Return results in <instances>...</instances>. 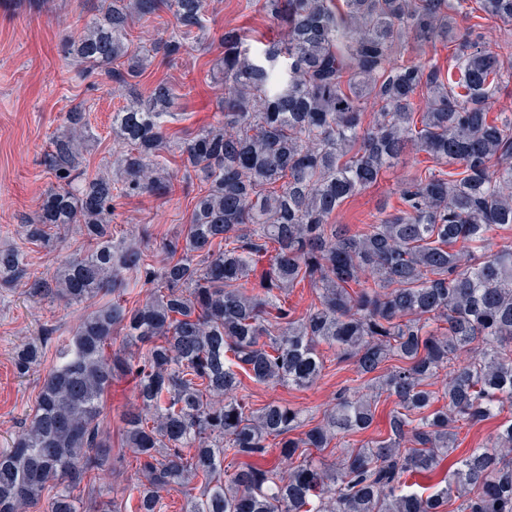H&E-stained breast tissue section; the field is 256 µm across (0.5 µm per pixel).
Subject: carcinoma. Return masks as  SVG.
Returning a JSON list of instances; mask_svg holds the SVG:
<instances>
[{
	"instance_id": "carcinoma-1",
	"label": "carcinoma",
	"mask_w": 512,
	"mask_h": 512,
	"mask_svg": "<svg viewBox=\"0 0 512 512\" xmlns=\"http://www.w3.org/2000/svg\"><path fill=\"white\" fill-rule=\"evenodd\" d=\"M472 1L512 21V0H263L279 36L253 53L240 31L221 38L224 119L169 134L174 93L161 80L112 118L110 175L83 177L94 136L82 105L66 113L45 154L54 182L21 232L51 254L77 229L89 248L34 280L23 252L0 248V301L21 287L69 306L112 299L83 316L23 434L0 450V512H78L75 491L112 463L101 420L119 379L138 401L122 414L141 475L130 512H161L164 492L183 495L184 512H446L456 500V512H512V419L455 455L459 425L512 405V243L495 250L489 237L512 230V115L490 116L512 83L500 63L512 43L491 50L480 24L459 30ZM163 13L175 20L167 38L136 46L134 21ZM207 32L206 0H100L63 60L131 87L157 51L172 61ZM445 41L459 48L446 71L406 56ZM409 147L435 167L403 185L400 209L357 232L330 223ZM174 156L199 192L155 266L112 215L118 198L167 191ZM305 281L318 304L298 316L286 297ZM139 285L150 291L132 302ZM116 332L126 345L115 349ZM48 336L17 352L19 374ZM322 345L372 375V393L342 387L319 422L236 395L244 376L316 382ZM442 371L444 405L432 390ZM383 394L396 400L386 437L337 462L312 456L367 432ZM270 439L293 462L286 476L240 461L265 456Z\"/></svg>"
}]
</instances>
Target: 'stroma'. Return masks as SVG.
I'll return each mask as SVG.
<instances>
[{"label": "stroma", "instance_id": "obj_1", "mask_svg": "<svg viewBox=\"0 0 512 512\" xmlns=\"http://www.w3.org/2000/svg\"><path fill=\"white\" fill-rule=\"evenodd\" d=\"M94 14L92 0H0V247H16L28 256L32 276L52 271L55 257L29 243L19 232L24 218L38 211L52 177L44 165V152L53 135L63 130L66 112L83 103L94 142L87 151L83 172L87 177L105 171L112 161V116L130 102L126 90L106 74L88 77L79 66H65L62 45L77 38ZM209 38L206 45L187 43L172 61L154 60L139 78L137 90L148 93L153 84L167 80L175 95L174 119L169 134L185 136L220 117L217 108L224 82L216 62L221 55V35L235 28L245 31L251 49L277 34L262 9L261 0H208ZM428 161L425 154L408 151L403 161L385 170L377 184L361 191L333 215L336 224L351 230L372 223L379 213L400 206L399 190ZM198 184L174 181L169 193H145L116 201L113 226L139 240L152 261H160V245L182 233L190 220L191 203ZM98 305L90 300L67 306L34 297L17 289L7 305H0V448L9 447L22 431L35 406L41 379L58 363V349L68 342L81 319ZM52 328L53 338L35 372L21 375L14 357L26 344ZM325 375L307 388L267 386L245 382L241 391L253 406L271 401L303 409L322 419L336 403L338 390L358 377L353 361L337 359L324 349ZM137 403L131 383L113 384L105 402V429L112 436L113 468L99 472L95 485L102 495L99 507H125L134 496L139 476L130 449L123 447L121 415Z\"/></svg>", "mask_w": 512, "mask_h": 512}]
</instances>
